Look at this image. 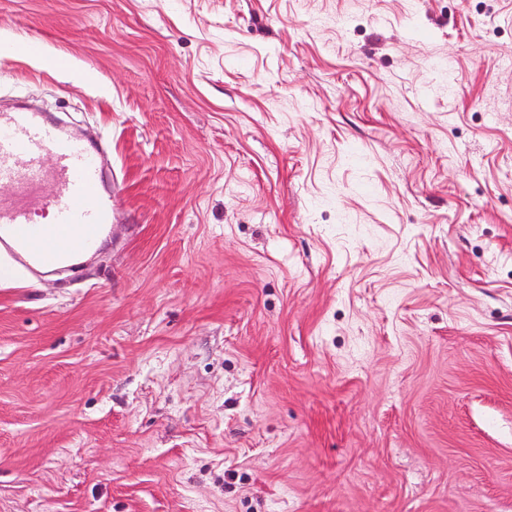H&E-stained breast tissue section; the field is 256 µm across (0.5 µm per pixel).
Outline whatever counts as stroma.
Here are the masks:
<instances>
[{"instance_id":"obj_1","label":"stroma","mask_w":512,"mask_h":512,"mask_svg":"<svg viewBox=\"0 0 512 512\" xmlns=\"http://www.w3.org/2000/svg\"><path fill=\"white\" fill-rule=\"evenodd\" d=\"M19 98L114 209L0 283V512H512V0H0Z\"/></svg>"}]
</instances>
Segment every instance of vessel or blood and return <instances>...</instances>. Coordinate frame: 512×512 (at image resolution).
<instances>
[{
  "label": "vessel or blood",
  "instance_id": "vessel-or-blood-1",
  "mask_svg": "<svg viewBox=\"0 0 512 512\" xmlns=\"http://www.w3.org/2000/svg\"><path fill=\"white\" fill-rule=\"evenodd\" d=\"M98 148L64 135L40 114L0 110V184H50L54 220L38 224L28 205L0 206V246L21 265L64 263L93 250L112 222Z\"/></svg>",
  "mask_w": 512,
  "mask_h": 512
}]
</instances>
